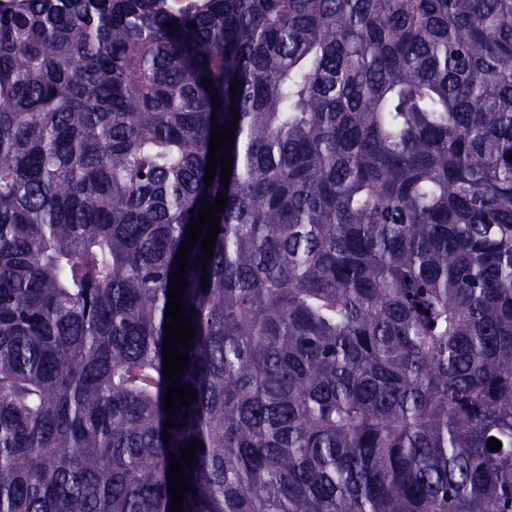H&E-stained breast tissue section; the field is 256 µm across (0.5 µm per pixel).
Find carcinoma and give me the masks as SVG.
<instances>
[{"label": "carcinoma", "mask_w": 512, "mask_h": 512, "mask_svg": "<svg viewBox=\"0 0 512 512\" xmlns=\"http://www.w3.org/2000/svg\"><path fill=\"white\" fill-rule=\"evenodd\" d=\"M193 440L182 512H512V0L0 3V512H169Z\"/></svg>", "instance_id": "obj_1"}]
</instances>
